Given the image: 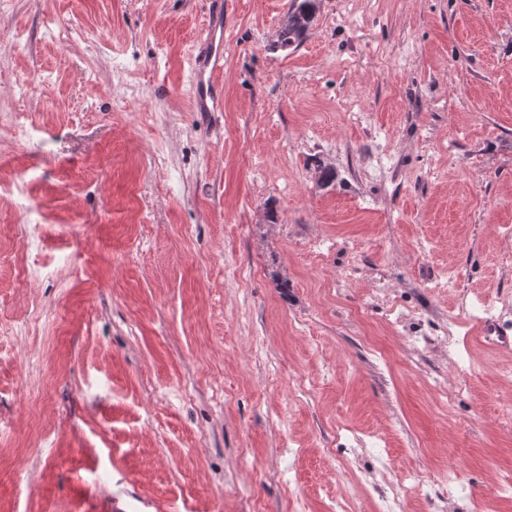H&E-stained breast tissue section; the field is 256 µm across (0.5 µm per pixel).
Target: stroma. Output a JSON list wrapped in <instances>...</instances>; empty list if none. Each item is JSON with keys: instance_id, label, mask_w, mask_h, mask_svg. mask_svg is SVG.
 <instances>
[{"instance_id": "obj_1", "label": "stroma", "mask_w": 512, "mask_h": 512, "mask_svg": "<svg viewBox=\"0 0 512 512\" xmlns=\"http://www.w3.org/2000/svg\"><path fill=\"white\" fill-rule=\"evenodd\" d=\"M289 5L0 0V512H512V0ZM213 1L216 7L207 18L203 51L191 59V71L195 76L192 104L196 112H216L222 105L216 79L224 70V1ZM317 4L318 0H291L277 32L275 48L297 47L304 40L315 20Z\"/></svg>"}]
</instances>
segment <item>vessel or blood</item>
Segmentation results:
<instances>
[{
  "mask_svg": "<svg viewBox=\"0 0 512 512\" xmlns=\"http://www.w3.org/2000/svg\"><path fill=\"white\" fill-rule=\"evenodd\" d=\"M214 2L216 7L207 18L203 49L191 59L194 74L192 104L197 112H215L222 105L216 79L224 69V0Z\"/></svg>",
  "mask_w": 512,
  "mask_h": 512,
  "instance_id": "b4317fda",
  "label": "vessel or blood"
}]
</instances>
